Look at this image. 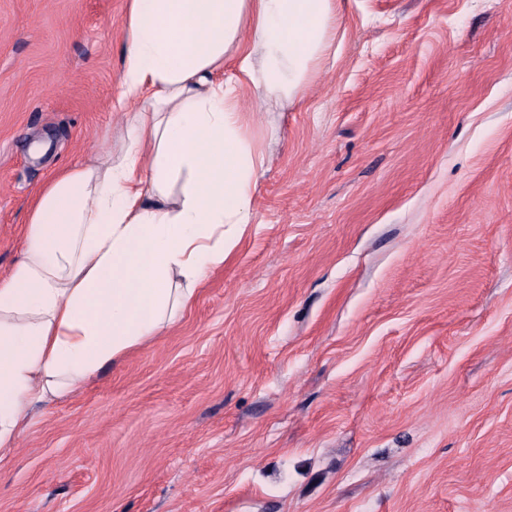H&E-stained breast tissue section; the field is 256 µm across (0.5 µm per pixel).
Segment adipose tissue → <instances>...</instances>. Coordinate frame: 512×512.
Masks as SVG:
<instances>
[{
	"label": "adipose tissue",
	"mask_w": 512,
	"mask_h": 512,
	"mask_svg": "<svg viewBox=\"0 0 512 512\" xmlns=\"http://www.w3.org/2000/svg\"><path fill=\"white\" fill-rule=\"evenodd\" d=\"M336 4L127 0L121 148L42 187L0 277V455L35 406L175 324L247 236L266 157L242 93L302 98Z\"/></svg>",
	"instance_id": "ef3b65f1"
}]
</instances>
